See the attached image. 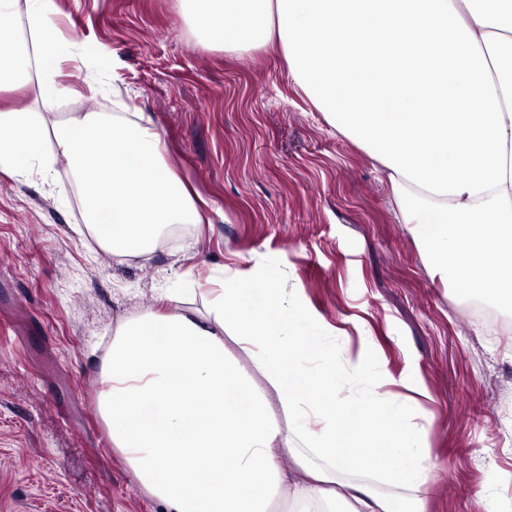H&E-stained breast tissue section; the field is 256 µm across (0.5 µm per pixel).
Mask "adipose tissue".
Here are the masks:
<instances>
[{
  "label": "adipose tissue",
  "instance_id": "adipose-tissue-1",
  "mask_svg": "<svg viewBox=\"0 0 512 512\" xmlns=\"http://www.w3.org/2000/svg\"><path fill=\"white\" fill-rule=\"evenodd\" d=\"M228 53L278 46L288 73L338 131L384 167L404 223L433 268L473 295L512 302V0H180ZM56 0H0V171L27 175L45 143L77 186L84 222L117 257L154 253L172 224L206 223L208 202L168 165L142 112H79L47 123L14 99L37 80L44 108L64 94L77 53L100 69L106 47L77 48ZM207 313L169 292L124 320L101 375L112 446L163 512H400L379 492L410 491L424 512L423 428L408 399L378 400L382 363L336 369L338 336L266 277L225 271ZM269 384L257 388L225 336ZM354 391L337 402L336 390ZM286 449L292 467L275 448Z\"/></svg>",
  "mask_w": 512,
  "mask_h": 512
}]
</instances>
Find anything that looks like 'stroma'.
I'll return each instance as SVG.
<instances>
[{
  "label": "stroma",
  "instance_id": "35a3bbf8",
  "mask_svg": "<svg viewBox=\"0 0 512 512\" xmlns=\"http://www.w3.org/2000/svg\"><path fill=\"white\" fill-rule=\"evenodd\" d=\"M63 35L118 57L104 84L147 113L170 162L213 201V226L118 262L83 221L64 166L0 173V512H161L99 411L118 324L176 289L204 309L224 269L271 273L345 340L341 361L384 364L380 397L412 399L433 480L426 512H512V307L479 317L464 284L433 276L387 172L330 125L279 51L229 54L178 0H57ZM61 121L108 112L94 61L66 63ZM193 268L194 279L183 278Z\"/></svg>",
  "mask_w": 512,
  "mask_h": 512
}]
</instances>
